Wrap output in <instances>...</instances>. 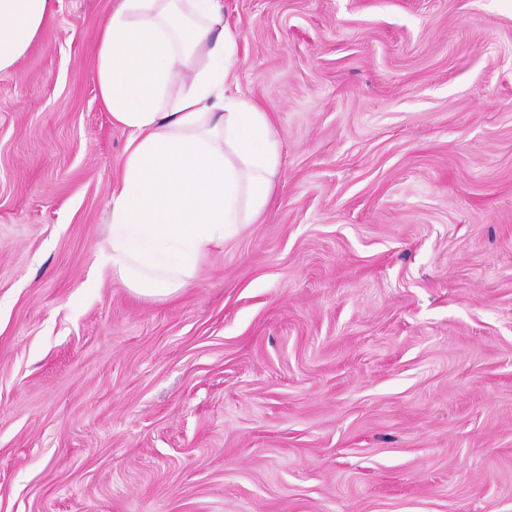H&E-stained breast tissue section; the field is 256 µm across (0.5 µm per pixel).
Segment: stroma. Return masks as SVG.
Listing matches in <instances>:
<instances>
[{
  "instance_id": "35a3bbf8",
  "label": "stroma",
  "mask_w": 512,
  "mask_h": 512,
  "mask_svg": "<svg viewBox=\"0 0 512 512\" xmlns=\"http://www.w3.org/2000/svg\"><path fill=\"white\" fill-rule=\"evenodd\" d=\"M261 223L154 300L102 265L116 0L0 72V512H512V0H223Z\"/></svg>"
}]
</instances>
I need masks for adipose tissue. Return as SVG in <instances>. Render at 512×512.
Returning <instances> with one entry per match:
<instances>
[{
    "label": "adipose tissue",
    "mask_w": 512,
    "mask_h": 512,
    "mask_svg": "<svg viewBox=\"0 0 512 512\" xmlns=\"http://www.w3.org/2000/svg\"><path fill=\"white\" fill-rule=\"evenodd\" d=\"M54 16V0H0V72ZM96 61L100 99L131 133L103 261L132 293L166 299L266 214L281 164L273 116L237 89L222 0H118Z\"/></svg>",
    "instance_id": "adipose-tissue-1"
}]
</instances>
